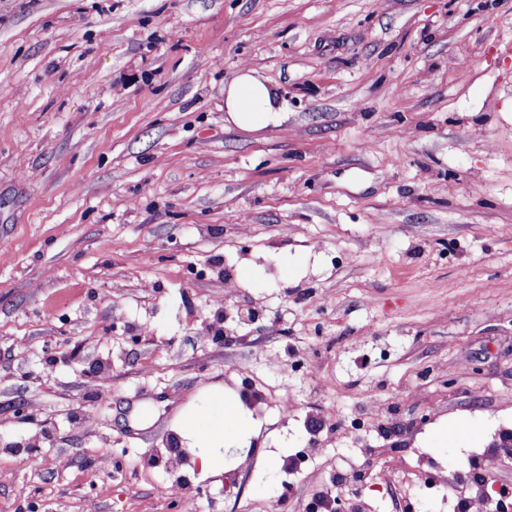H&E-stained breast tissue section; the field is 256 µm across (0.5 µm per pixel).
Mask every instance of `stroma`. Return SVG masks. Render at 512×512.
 <instances>
[{"instance_id":"35a3bbf8","label":"stroma","mask_w":512,"mask_h":512,"mask_svg":"<svg viewBox=\"0 0 512 512\" xmlns=\"http://www.w3.org/2000/svg\"><path fill=\"white\" fill-rule=\"evenodd\" d=\"M219 391L258 433L203 479ZM502 427L512 0H0V512H309L361 448L394 512ZM224 110L235 125L253 130L278 123L283 107L276 89L246 70L224 87ZM224 415L219 418L212 416L209 408L187 415L181 423L180 431L184 439L188 441V448H199L194 453L192 460L199 469L203 478L217 477L224 474V449L226 440H233L239 435L250 437L255 432V424L241 431L239 412L244 411V402L236 396L230 403L225 405L224 397L221 399ZM237 423L236 431L229 429V426ZM225 441V448L224 447ZM227 447V448H226Z\"/></svg>"}]
</instances>
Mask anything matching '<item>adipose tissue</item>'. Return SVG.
<instances>
[{
  "mask_svg": "<svg viewBox=\"0 0 512 512\" xmlns=\"http://www.w3.org/2000/svg\"><path fill=\"white\" fill-rule=\"evenodd\" d=\"M224 110L235 125L253 130L278 123L283 107L276 89L246 70L225 86ZM243 409L244 402L237 397L225 406L221 417H213L210 410L203 409L183 419L181 435L195 450L193 462L201 477L223 474L224 443L234 439L232 427L239 422Z\"/></svg>",
  "mask_w": 512,
  "mask_h": 512,
  "instance_id": "obj_1",
  "label": "adipose tissue"
}]
</instances>
